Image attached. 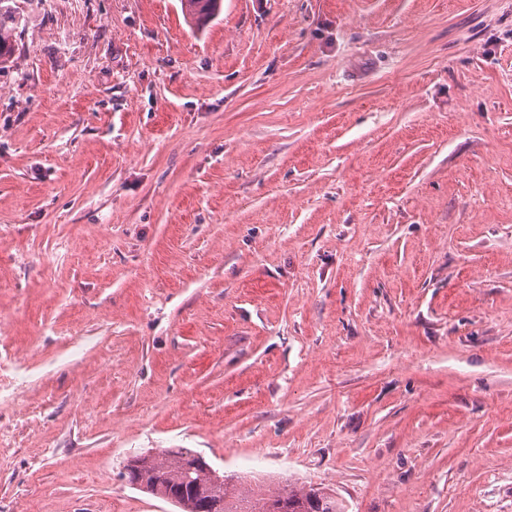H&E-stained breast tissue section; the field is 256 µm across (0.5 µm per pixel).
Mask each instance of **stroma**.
<instances>
[{
  "instance_id": "35a3bbf8",
  "label": "stroma",
  "mask_w": 512,
  "mask_h": 512,
  "mask_svg": "<svg viewBox=\"0 0 512 512\" xmlns=\"http://www.w3.org/2000/svg\"><path fill=\"white\" fill-rule=\"evenodd\" d=\"M0 9V512H512V0ZM186 15L197 27H204L221 12L223 0H181ZM189 448H169L153 455L134 456L123 478L142 492L159 497L179 512H345L336 495L324 487L292 486L265 496L234 483L227 475L224 486L214 484L211 472Z\"/></svg>"
}]
</instances>
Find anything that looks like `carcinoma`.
I'll use <instances>...</instances> for the list:
<instances>
[{"instance_id": "cac0c4a2", "label": "carcinoma", "mask_w": 512, "mask_h": 512, "mask_svg": "<svg viewBox=\"0 0 512 512\" xmlns=\"http://www.w3.org/2000/svg\"><path fill=\"white\" fill-rule=\"evenodd\" d=\"M186 15L198 27L221 12L223 0H181ZM13 52V33L0 14V63ZM123 478L135 488L159 497L180 512H345L336 495L323 487L288 485L265 496L246 489L229 477L214 484L211 472L189 448H169L153 455L134 456Z\"/></svg>"}]
</instances>
